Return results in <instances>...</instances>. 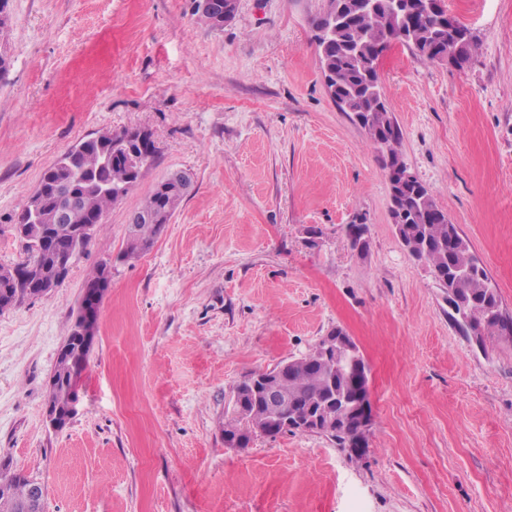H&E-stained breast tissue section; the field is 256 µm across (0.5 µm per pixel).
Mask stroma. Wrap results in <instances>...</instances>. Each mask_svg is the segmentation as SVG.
<instances>
[{
  "label": "stroma",
  "instance_id": "35a3bbf8",
  "mask_svg": "<svg viewBox=\"0 0 512 512\" xmlns=\"http://www.w3.org/2000/svg\"><path fill=\"white\" fill-rule=\"evenodd\" d=\"M328 0H238L214 29L193 0H8L0 49V265L43 173L78 141L144 129L157 152L63 284L0 314V459L45 512H512V341L475 346L409 257L378 153L330 96L314 39ZM463 65L379 58L400 151L468 239L512 317V0H443ZM192 187L118 261L127 216L170 173ZM369 227L351 248L349 224ZM112 265L62 429L43 415L84 284ZM369 365L362 456L331 436L224 445L244 376L334 328Z\"/></svg>",
  "mask_w": 512,
  "mask_h": 512
}]
</instances>
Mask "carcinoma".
<instances>
[{
	"label": "carcinoma",
	"mask_w": 512,
	"mask_h": 512,
	"mask_svg": "<svg viewBox=\"0 0 512 512\" xmlns=\"http://www.w3.org/2000/svg\"><path fill=\"white\" fill-rule=\"evenodd\" d=\"M227 10L202 14L200 19L210 27L222 28L226 19L233 18L237 0H223ZM374 13L354 22L336 25L325 14L313 21L315 42L326 86L340 110L349 114L364 115L362 128L380 152L382 169L388 163L401 159L399 145L401 130L381 101V79L377 61L381 54L398 39L401 44L414 49L429 60H444L460 65L472 58L476 49L469 29L460 21L453 31L448 22L425 8L423 0H411L419 6L415 12L402 16L392 8L394 0H375ZM137 131L123 129L82 139L72 147V164L69 168L47 169L41 178L46 192L38 213L25 204L17 215L16 223L31 226L28 237L22 240L24 258L12 266L0 265V312L9 306L10 299L3 294L8 288L13 293L25 295L31 280H18L27 273L32 280L52 278L47 266V253L53 248L70 246L73 230L101 218L110 206L122 199L136 183L142 170L156 154L152 142L135 143ZM80 176L73 183L75 190L84 197V209L74 213L71 221L61 223L55 215L59 205L57 187L72 175ZM185 194L166 192L155 187L140 211L155 214L162 209L175 213ZM406 211V221L396 225V231L406 250L417 254L426 264L435 281L442 288H449L453 299L448 301V315L467 335L483 343L488 336H501L512 341V326L504 324L497 288L486 269L471 251L468 241L458 227L440 209L430 189L415 177L406 185L399 198ZM166 227L164 222L137 225L134 236L127 239L121 259H130L149 248ZM112 282L111 267L106 264L96 269L85 282L84 300L95 296L103 300ZM98 328V315L88 323L89 335L79 336L70 331L65 343L69 354L57 360L54 382L47 401L65 411L77 396V381L88 362L90 350L85 341H93ZM278 391L287 399V406L307 407L336 396L334 409L347 421L344 431L331 434L336 442L349 447L355 429L356 380L353 371L339 370L331 359L309 363L305 358L294 359L275 378ZM277 415L257 401L251 391L242 390L241 384L233 387L230 416L224 420V430L246 429L243 447H248L256 435L268 436ZM34 480L17 475L9 464L0 462V512H38L43 502L35 497Z\"/></svg>",
	"instance_id": "obj_1"
}]
</instances>
